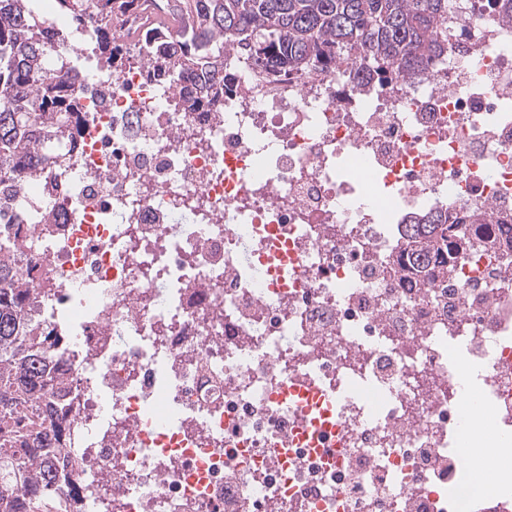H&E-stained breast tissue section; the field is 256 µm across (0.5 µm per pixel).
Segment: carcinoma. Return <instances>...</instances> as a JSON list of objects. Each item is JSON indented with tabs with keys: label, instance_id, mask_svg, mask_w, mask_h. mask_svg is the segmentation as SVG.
Here are the masks:
<instances>
[{
	"label": "carcinoma",
	"instance_id": "1",
	"mask_svg": "<svg viewBox=\"0 0 512 512\" xmlns=\"http://www.w3.org/2000/svg\"><path fill=\"white\" fill-rule=\"evenodd\" d=\"M58 2L74 24L85 20L83 0ZM100 2L99 61L115 69L127 50L144 52L164 63L168 81L192 82L185 103L194 112L208 111L231 82L234 68L224 67L229 46L264 69L299 71L316 63L328 69L351 60L379 77L412 73L448 48L449 0H155L157 9L186 18L176 44L147 42L142 29L169 31L139 19L135 0ZM117 7L129 12L126 28L112 21ZM50 54L42 15L27 0H0V212L22 189L23 171L59 163L72 134L76 65L58 55L51 66ZM35 97L38 112L31 107ZM405 235L406 264L417 273L452 243L475 246L467 225L440 214L405 225ZM19 281L17 269L0 257V512H52L61 426L50 418L66 406L50 376L57 337L47 325L25 326ZM31 481L40 496L19 498Z\"/></svg>",
	"mask_w": 512,
	"mask_h": 512
}]
</instances>
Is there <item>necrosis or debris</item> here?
<instances>
[{"label": "necrosis or debris", "instance_id": "obj_1", "mask_svg": "<svg viewBox=\"0 0 512 512\" xmlns=\"http://www.w3.org/2000/svg\"><path fill=\"white\" fill-rule=\"evenodd\" d=\"M84 8L66 161L0 215L59 338L62 512H512L460 456L466 400L512 437V23L452 8L386 82L244 62L188 112L143 54L96 64ZM436 210L481 245L431 279L401 226Z\"/></svg>", "mask_w": 512, "mask_h": 512}]
</instances>
